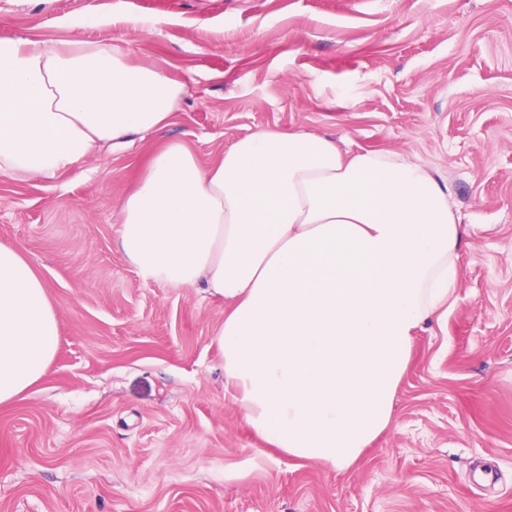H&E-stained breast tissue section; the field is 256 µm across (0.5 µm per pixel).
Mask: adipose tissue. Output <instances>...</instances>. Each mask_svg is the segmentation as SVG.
Wrapping results in <instances>:
<instances>
[{"instance_id": "adipose-tissue-1", "label": "adipose tissue", "mask_w": 512, "mask_h": 512, "mask_svg": "<svg viewBox=\"0 0 512 512\" xmlns=\"http://www.w3.org/2000/svg\"><path fill=\"white\" fill-rule=\"evenodd\" d=\"M183 89L115 48L0 39V176H53L165 128ZM119 224L143 282L229 303L215 342L250 429L342 470L389 426L413 338L457 286L448 187L399 154L345 153L308 131H259L208 166L170 143ZM58 336L46 285L0 244V405L42 378Z\"/></svg>"}]
</instances>
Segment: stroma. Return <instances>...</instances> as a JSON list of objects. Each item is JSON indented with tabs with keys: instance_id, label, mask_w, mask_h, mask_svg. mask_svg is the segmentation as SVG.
Listing matches in <instances>:
<instances>
[{
	"instance_id": "obj_1",
	"label": "stroma",
	"mask_w": 512,
	"mask_h": 512,
	"mask_svg": "<svg viewBox=\"0 0 512 512\" xmlns=\"http://www.w3.org/2000/svg\"><path fill=\"white\" fill-rule=\"evenodd\" d=\"M0 38L112 46L184 84L166 129L0 177V243L60 322L44 376L0 405V512H512V0H0ZM266 129L408 157L459 224L455 300L345 470L255 435L224 393L227 303L143 282L119 245L155 151L207 164Z\"/></svg>"
}]
</instances>
